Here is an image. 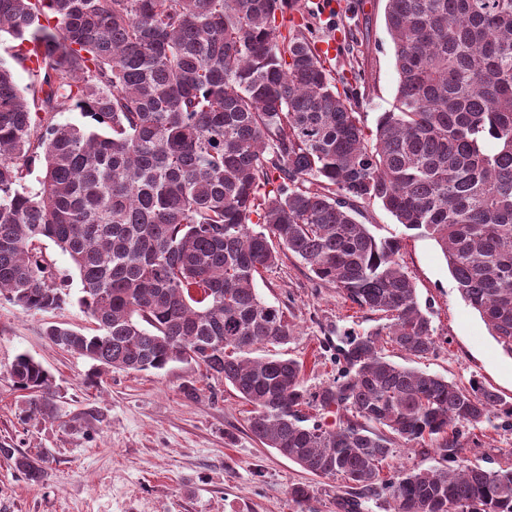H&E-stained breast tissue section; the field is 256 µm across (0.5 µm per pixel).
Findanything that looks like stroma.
I'll use <instances>...</instances> for the list:
<instances>
[{"label":"stroma","mask_w":512,"mask_h":512,"mask_svg":"<svg viewBox=\"0 0 512 512\" xmlns=\"http://www.w3.org/2000/svg\"><path fill=\"white\" fill-rule=\"evenodd\" d=\"M299 0L318 41L339 37L327 66L332 78L361 74L355 110L365 131L394 102L398 84L384 0ZM40 250L69 293L58 310H25L0 296V370L17 354L39 361L53 378L51 408L33 414L23 392L0 373V446L40 458L48 476L34 484L0 456V512H297L291 486L309 485L317 512H336L341 477L318 478L260 444L249 432L250 407L231 385L189 362L160 371H113L92 376L87 358L54 346L47 326L88 330L92 322L78 299L81 284L68 257L53 243ZM401 263L416 284L437 329V349L426 358L395 347L387 359L444 376L460 386L472 381L512 401V357L504 355L478 312L461 299L440 248L426 238L402 243ZM266 301L283 306L294 334L287 345L260 347V355L292 357L304 364V384L315 390L337 375L338 338L374 324L332 285L314 281L295 258L283 259L255 282ZM194 385L195 397L184 386ZM469 464L490 466L512 448L501 420L477 429Z\"/></svg>","instance_id":"1"}]
</instances>
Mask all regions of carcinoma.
I'll return each mask as SVG.
<instances>
[{"instance_id": "obj_1", "label": "carcinoma", "mask_w": 512, "mask_h": 512, "mask_svg": "<svg viewBox=\"0 0 512 512\" xmlns=\"http://www.w3.org/2000/svg\"><path fill=\"white\" fill-rule=\"evenodd\" d=\"M296 0H0V32L33 77L0 64V295L26 310L66 303L45 260L71 259L93 334L50 325L94 372L160 371L190 359L252 409L263 445L346 481L343 512H512V448L464 463L465 431L512 419L477 382L396 364L423 358L436 329L399 261L355 214L379 202L401 234L435 241L461 298L512 356V0H386L399 83L367 138L354 90L334 82ZM80 111L103 126L61 123ZM38 187L24 184L32 162ZM386 322L336 346L333 383L310 391L303 363L255 357L293 335L254 288L281 255ZM49 408L52 377L20 353L6 369ZM334 413L338 424L313 419ZM431 442L444 465L385 479L397 445ZM33 483L40 460L0 448ZM314 512L309 486L289 490Z\"/></svg>"}]
</instances>
